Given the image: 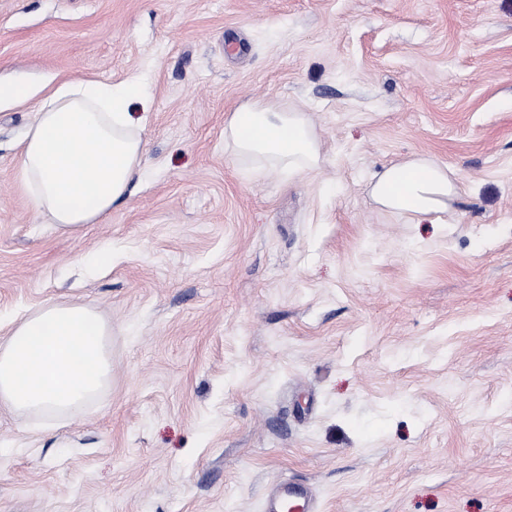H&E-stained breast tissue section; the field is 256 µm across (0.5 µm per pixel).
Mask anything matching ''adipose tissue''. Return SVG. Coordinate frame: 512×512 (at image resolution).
Segmentation results:
<instances>
[{"label": "adipose tissue", "instance_id": "1", "mask_svg": "<svg viewBox=\"0 0 512 512\" xmlns=\"http://www.w3.org/2000/svg\"><path fill=\"white\" fill-rule=\"evenodd\" d=\"M149 107L141 76L120 84L63 81L39 101L26 130L18 182L31 211L62 233L102 222L132 193L143 152L132 104ZM239 157L257 167L317 169L320 151L305 115L242 105L225 127ZM460 188L447 167L415 159L371 186L384 210L409 223H440ZM112 326L81 302H50L0 340V408L40 421H74L112 385Z\"/></svg>", "mask_w": 512, "mask_h": 512}]
</instances>
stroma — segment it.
<instances>
[{
    "instance_id": "obj_1",
    "label": "stroma",
    "mask_w": 512,
    "mask_h": 512,
    "mask_svg": "<svg viewBox=\"0 0 512 512\" xmlns=\"http://www.w3.org/2000/svg\"><path fill=\"white\" fill-rule=\"evenodd\" d=\"M148 79L149 176L77 236L16 177L0 110V329L50 301L112 324V385L52 428L0 412V512H512V0H0V78ZM307 117L312 172L224 126ZM423 158L448 223L368 194ZM286 502H288L291 512H316L311 492L306 488L289 483L284 484L277 491L269 492L264 509L266 512H282Z\"/></svg>"
}]
</instances>
